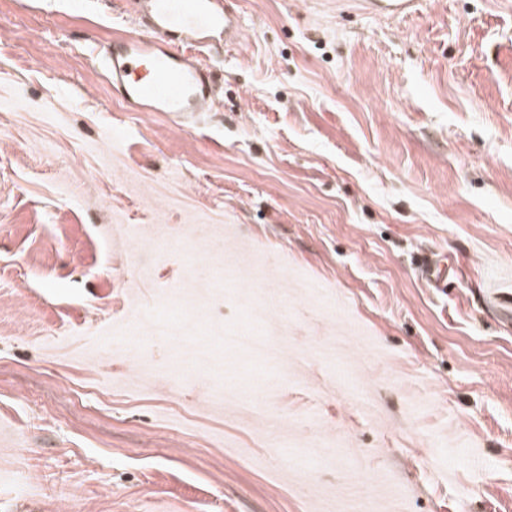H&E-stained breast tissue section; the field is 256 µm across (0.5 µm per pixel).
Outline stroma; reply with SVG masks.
Here are the masks:
<instances>
[{
  "label": "stroma",
  "instance_id": "stroma-1",
  "mask_svg": "<svg viewBox=\"0 0 512 512\" xmlns=\"http://www.w3.org/2000/svg\"><path fill=\"white\" fill-rule=\"evenodd\" d=\"M224 5L179 128L0 0V512H512V0ZM366 7L371 12L395 16L416 11L418 0H366Z\"/></svg>",
  "mask_w": 512,
  "mask_h": 512
}]
</instances>
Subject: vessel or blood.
Returning a JSON list of instances; mask_svg holds the SVG:
<instances>
[{
  "mask_svg": "<svg viewBox=\"0 0 512 512\" xmlns=\"http://www.w3.org/2000/svg\"><path fill=\"white\" fill-rule=\"evenodd\" d=\"M418 0H366L371 12L395 16L414 12ZM150 34L122 35L98 54L105 77L124 103L137 112L164 113L182 127L203 110L214 89L199 51L237 43L239 13L222 0H149Z\"/></svg>",
  "mask_w": 512,
  "mask_h": 512,
  "instance_id": "1",
  "label": "vessel or blood"
}]
</instances>
